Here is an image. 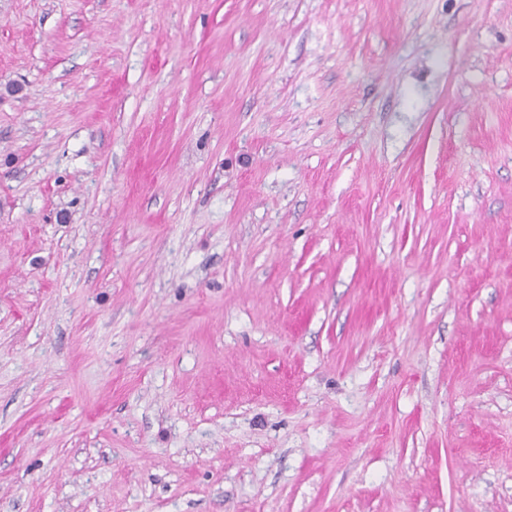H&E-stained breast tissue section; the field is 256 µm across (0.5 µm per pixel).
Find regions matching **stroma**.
<instances>
[{
  "label": "stroma",
  "instance_id": "stroma-1",
  "mask_svg": "<svg viewBox=\"0 0 512 512\" xmlns=\"http://www.w3.org/2000/svg\"><path fill=\"white\" fill-rule=\"evenodd\" d=\"M0 512H512V0H0Z\"/></svg>",
  "mask_w": 512,
  "mask_h": 512
}]
</instances>
